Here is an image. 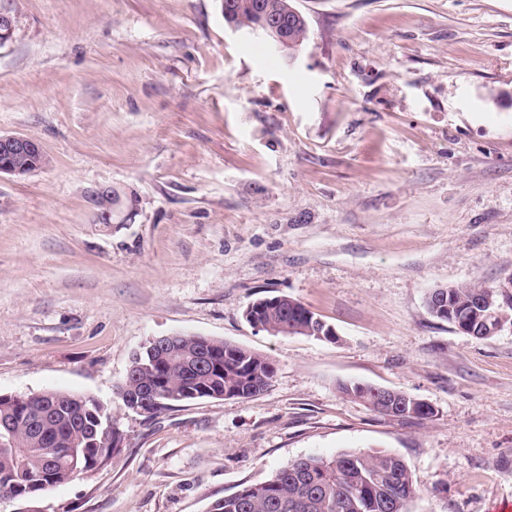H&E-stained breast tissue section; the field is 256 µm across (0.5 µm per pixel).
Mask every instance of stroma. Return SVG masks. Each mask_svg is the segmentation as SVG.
Instances as JSON below:
<instances>
[{"label": "stroma", "instance_id": "obj_1", "mask_svg": "<svg viewBox=\"0 0 512 512\" xmlns=\"http://www.w3.org/2000/svg\"><path fill=\"white\" fill-rule=\"evenodd\" d=\"M297 51L219 0H0V134L50 159L0 178V394L107 403L126 441L42 512H209L288 462L400 456L409 512L512 505V319L477 339L431 289L512 296V0H293ZM134 202L96 223L88 189ZM286 295L337 340L244 317ZM199 334L276 367L249 399L154 419L116 395L149 340ZM369 384L429 402L390 417Z\"/></svg>", "mask_w": 512, "mask_h": 512}]
</instances>
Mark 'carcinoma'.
Instances as JSON below:
<instances>
[{
	"label": "carcinoma",
	"mask_w": 512,
	"mask_h": 512,
	"mask_svg": "<svg viewBox=\"0 0 512 512\" xmlns=\"http://www.w3.org/2000/svg\"><path fill=\"white\" fill-rule=\"evenodd\" d=\"M282 23L277 34L290 48L308 37L305 17L291 0H224V21L236 25ZM440 308L427 300L429 312L457 330L485 338L491 323L488 302H500L494 287H445ZM256 317L272 335L328 338L331 325L300 301L275 296L251 302L245 317ZM274 363L251 350L201 335L175 334L159 349L150 341L135 354L118 398L155 390L140 415L152 417L195 399L251 398L267 389ZM109 407L92 396L43 391L35 402L24 396L0 398V487L14 489V501L34 503L52 487L95 469L119 449L99 443ZM78 441L71 453L45 443L48 433ZM418 487L405 462L392 453H341L292 461L268 480L251 484L215 501L210 512H407Z\"/></svg>",
	"instance_id": "obj_1"
}]
</instances>
